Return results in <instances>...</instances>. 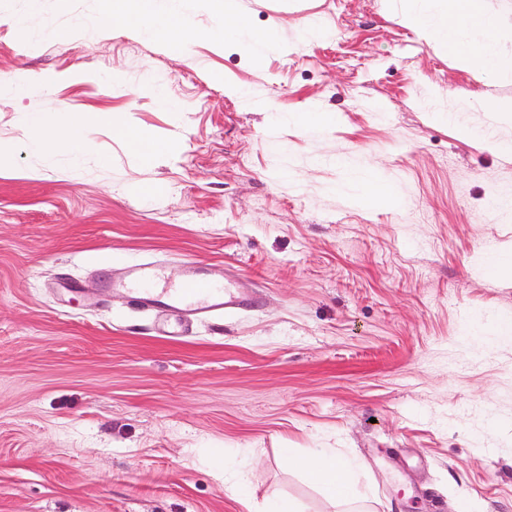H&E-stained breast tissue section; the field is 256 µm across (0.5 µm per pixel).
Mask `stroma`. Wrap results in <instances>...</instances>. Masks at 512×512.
<instances>
[{
  "label": "stroma",
  "instance_id": "stroma-1",
  "mask_svg": "<svg viewBox=\"0 0 512 512\" xmlns=\"http://www.w3.org/2000/svg\"><path fill=\"white\" fill-rule=\"evenodd\" d=\"M28 7L0 0V79L57 82L0 97L1 138L24 144L25 113L66 106L181 144L144 166L99 126L78 173L32 177L21 151L0 176V512H340L285 461L312 448L355 462L368 512H512V271L493 267L512 211L490 205L512 201V164L483 140L512 141V123L463 112L457 132L441 114L452 95L512 99V71L476 80L400 0H239L279 37L259 62L209 38L222 19L202 0H184L182 55L97 0H42L45 23H85L36 41L5 19ZM311 21L324 36L307 47ZM309 112L327 124L273 119ZM368 168L397 203L357 187ZM137 261L169 287L199 263L258 303L159 335L99 289ZM56 83L54 74H42L35 79L11 78L1 79L0 95H28L38 96L48 92ZM146 86L153 94L157 104L167 112H180L181 106L167 92L165 84L156 78L147 80Z\"/></svg>",
  "mask_w": 512,
  "mask_h": 512
}]
</instances>
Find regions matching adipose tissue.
Instances as JSON below:
<instances>
[{
	"instance_id": "ef3b65f1",
	"label": "adipose tissue",
	"mask_w": 512,
	"mask_h": 512,
	"mask_svg": "<svg viewBox=\"0 0 512 512\" xmlns=\"http://www.w3.org/2000/svg\"><path fill=\"white\" fill-rule=\"evenodd\" d=\"M101 13L140 38L159 42L174 51H183L191 33V23L181 8V0H98ZM210 11L223 22L210 33L217 42L240 45L255 59H263L278 42L274 31H257L244 20L238 0H206ZM403 21L421 29L433 42L447 49L449 56L476 77L486 80L512 69V61L499 53L505 31L499 18L483 0H445L435 11L434 0H405ZM33 135L25 145L0 138V173L13 169L19 150L41 156L45 169L71 173L94 149L91 126L107 123L103 114L61 109L31 112L26 117ZM65 157L58 166L57 157ZM292 469L306 474L332 501L356 504L365 498L351 478L349 466L337 463L325 450L312 449L302 456L289 455Z\"/></svg>"
}]
</instances>
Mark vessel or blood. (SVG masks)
Returning <instances> with one entry per match:
<instances>
[{"label":"vessel or blood","mask_w":512,"mask_h":512,"mask_svg":"<svg viewBox=\"0 0 512 512\" xmlns=\"http://www.w3.org/2000/svg\"><path fill=\"white\" fill-rule=\"evenodd\" d=\"M160 272L151 263L133 266L129 278L116 287L141 308L154 312L160 319V331L166 336L183 333L177 314L218 317L252 306V298L243 296L237 282L221 283L205 278L199 265H191L180 287L159 286Z\"/></svg>","instance_id":"1"}]
</instances>
